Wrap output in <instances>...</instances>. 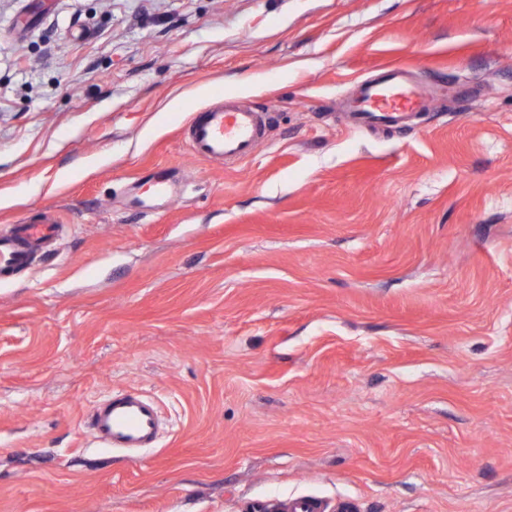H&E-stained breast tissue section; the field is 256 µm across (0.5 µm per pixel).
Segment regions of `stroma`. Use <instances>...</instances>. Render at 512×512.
Instances as JSON below:
<instances>
[{
    "label": "stroma",
    "instance_id": "1",
    "mask_svg": "<svg viewBox=\"0 0 512 512\" xmlns=\"http://www.w3.org/2000/svg\"><path fill=\"white\" fill-rule=\"evenodd\" d=\"M391 67L429 107L347 125ZM219 97L268 114L252 156L191 157ZM45 211L0 512H512V0H0V231ZM117 389L137 457L86 426ZM138 188L141 190L140 195L150 200L166 199L174 194L169 178L161 175ZM88 428L98 448H147L156 437L158 413L140 392L113 391L91 407Z\"/></svg>",
    "mask_w": 512,
    "mask_h": 512
}]
</instances>
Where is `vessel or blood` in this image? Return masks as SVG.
Returning <instances> with one entry per match:
<instances>
[{"mask_svg":"<svg viewBox=\"0 0 512 512\" xmlns=\"http://www.w3.org/2000/svg\"><path fill=\"white\" fill-rule=\"evenodd\" d=\"M430 96L427 87L409 83L406 69L394 67L360 84L347 112L357 127L373 129L425 110ZM262 138L261 113L226 103L202 109L187 131L192 156L203 160L247 157ZM57 227L56 218L44 213L0 235V280L27 269ZM88 428L97 447L147 448L156 437L158 413L141 393L118 390L91 407Z\"/></svg>","mask_w":512,"mask_h":512,"instance_id":"b4317fda","label":"vessel or blood"}]
</instances>
